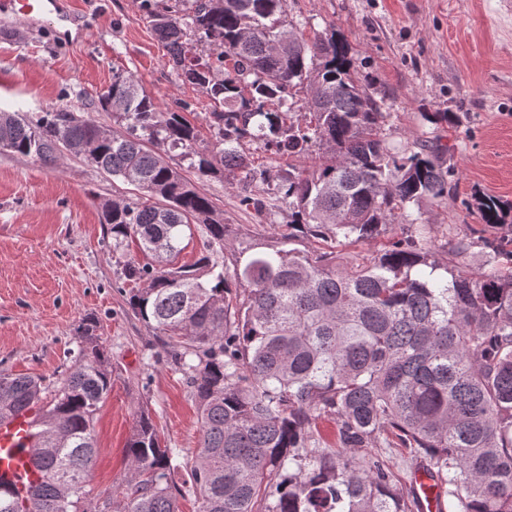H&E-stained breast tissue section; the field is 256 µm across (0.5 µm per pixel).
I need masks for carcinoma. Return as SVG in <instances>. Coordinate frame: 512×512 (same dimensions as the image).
<instances>
[{"mask_svg":"<svg viewBox=\"0 0 512 512\" xmlns=\"http://www.w3.org/2000/svg\"><path fill=\"white\" fill-rule=\"evenodd\" d=\"M287 0H141L191 85L209 87V118L224 148L199 152L200 133L182 112L162 109L130 76L116 74L101 109L127 123L107 135L62 104L32 116L0 112V151L52 163L68 152L142 193L106 201L112 247L132 240L147 262L125 264L140 283L128 304L165 339L199 410L200 447L179 460L149 412L126 446L132 474L116 498L92 501L85 483L95 453L93 422L112 390V364L97 321L77 328L72 371L44 378L0 371V419L39 407L34 452L43 479L20 501L0 484V512H179L185 471L199 512H422L400 493L383 449L399 446L448 497L451 512H512V250L499 238L448 236V266L478 245L485 270L436 275L426 238L407 209L443 200L449 147L437 138L411 154L381 137L387 113L351 77L347 44L305 40L286 19ZM218 51L224 79L212 81L199 47ZM308 87L301 118L285 122L289 97ZM256 139L276 153L312 152L311 170L283 178L293 209L274 244L242 242L224 266V223L213 201L153 145L183 148L197 170L260 177L237 145ZM481 220L502 224L493 199ZM201 224L207 249L189 264L174 258L185 230ZM394 226L370 261L336 268L304 239L368 240ZM336 422L323 448L315 421ZM372 448L356 461L352 452Z\"/></svg>","mask_w":512,"mask_h":512,"instance_id":"carcinoma-1","label":"carcinoma"}]
</instances>
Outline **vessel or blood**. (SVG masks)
<instances>
[{"label": "vessel or blood", "mask_w": 512, "mask_h": 512, "mask_svg": "<svg viewBox=\"0 0 512 512\" xmlns=\"http://www.w3.org/2000/svg\"><path fill=\"white\" fill-rule=\"evenodd\" d=\"M0 14L36 20L50 16L56 28L75 31L85 37L88 28L68 7V0H0ZM37 410L25 409L0 422V482L14 489L20 498L29 497L42 477L32 452ZM415 491L424 512H439L441 500L432 480L419 477Z\"/></svg>", "instance_id": "vessel-or-blood-1"}]
</instances>
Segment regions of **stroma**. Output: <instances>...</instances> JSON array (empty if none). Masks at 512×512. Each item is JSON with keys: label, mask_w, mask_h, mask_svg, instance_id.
<instances>
[{"label": "stroma", "mask_w": 512, "mask_h": 512, "mask_svg": "<svg viewBox=\"0 0 512 512\" xmlns=\"http://www.w3.org/2000/svg\"><path fill=\"white\" fill-rule=\"evenodd\" d=\"M89 28L87 40L59 45L22 20L0 18V111L44 112L55 103L91 116L107 132L124 121L102 111L99 95L116 73L134 76L162 108L189 104L200 148L219 146L209 125V99L183 83L140 7L141 0H73ZM287 20L310 39L337 35L350 49L354 78L368 85L387 118L383 136L396 149L442 136L455 170L447 200L420 203L432 259L446 263L449 231L512 238V214L491 228L476 199L512 205V0H288ZM451 112L455 123H432ZM255 169L287 175L313 157L277 155L262 141L240 145ZM170 164L212 199L234 235L274 243L291 211L276 183L248 187L224 174L199 176L181 150ZM264 203L242 205L241 191ZM135 187L85 159L48 165L0 152V371L53 378L71 363L76 329L98 320L112 363V392L95 420L98 453L88 478L95 497L119 492L127 474L126 444L140 410H148L163 445L182 457L199 446L197 406L167 346L128 305L122 275L127 250H113L101 205L133 201Z\"/></svg>", "instance_id": "obj_1"}]
</instances>
